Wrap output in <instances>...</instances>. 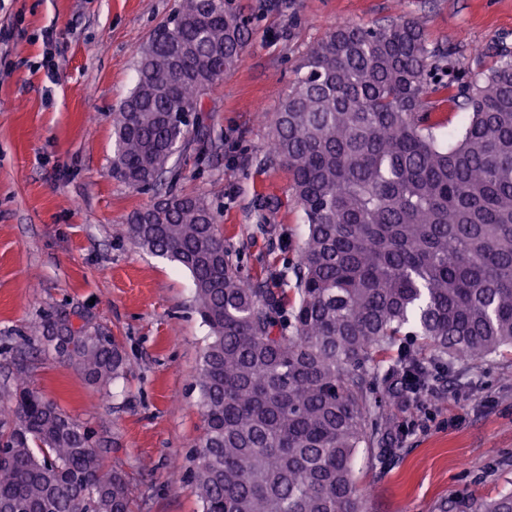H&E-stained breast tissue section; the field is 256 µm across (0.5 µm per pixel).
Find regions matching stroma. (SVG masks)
Here are the masks:
<instances>
[{"instance_id":"1","label":"stroma","mask_w":512,"mask_h":512,"mask_svg":"<svg viewBox=\"0 0 512 512\" xmlns=\"http://www.w3.org/2000/svg\"><path fill=\"white\" fill-rule=\"evenodd\" d=\"M180 0H0V405L18 370L90 428L124 472L134 512H201L189 474L202 430L195 387L208 329L179 265L136 248L129 215L158 194L112 173V119L140 52ZM243 62L203 98L210 141L173 158L170 192L205 197L242 276L278 287L306 237L270 115L336 24L421 23L429 47L477 74L512 51V0H236ZM53 30L52 46L42 33ZM81 313L117 337L127 376L99 389L43 338L46 314ZM393 451L358 448L364 512H467L512 492V353L463 360L418 398L388 399Z\"/></svg>"}]
</instances>
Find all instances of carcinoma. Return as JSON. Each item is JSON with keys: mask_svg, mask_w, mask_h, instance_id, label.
Masks as SVG:
<instances>
[{"mask_svg": "<svg viewBox=\"0 0 512 512\" xmlns=\"http://www.w3.org/2000/svg\"><path fill=\"white\" fill-rule=\"evenodd\" d=\"M163 27L113 118L112 173L135 190L165 185L173 156L205 141L202 98L247 43L234 0H181ZM305 68L272 119L308 226L294 298L242 279L201 196L170 193L127 222L135 246L191 273L210 330L195 383L202 512H363L353 458L387 450L380 391L421 394L459 359L512 348V55L464 82L452 51L394 17L329 29ZM432 99L471 111L446 149ZM67 335L89 384L129 371L114 337ZM12 399L0 409V512H133L88 427L23 380ZM469 512H512V493Z\"/></svg>", "mask_w": 512, "mask_h": 512, "instance_id": "1", "label": "carcinoma"}]
</instances>
